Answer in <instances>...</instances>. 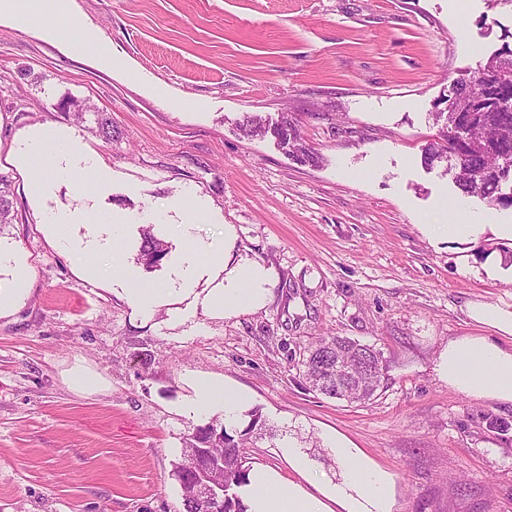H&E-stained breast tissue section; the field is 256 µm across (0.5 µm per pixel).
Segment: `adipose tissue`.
Returning a JSON list of instances; mask_svg holds the SVG:
<instances>
[{
	"instance_id": "obj_1",
	"label": "adipose tissue",
	"mask_w": 512,
	"mask_h": 512,
	"mask_svg": "<svg viewBox=\"0 0 512 512\" xmlns=\"http://www.w3.org/2000/svg\"><path fill=\"white\" fill-rule=\"evenodd\" d=\"M12 19L39 27L54 24L56 31L71 32L77 25L63 0H0V20ZM267 271L259 264H245L235 272V282L208 295L210 310L231 316L263 304ZM467 316L489 328V335L449 339L439 353L434 372L457 393L475 400L512 405V304L471 302ZM193 405L219 411L234 423L244 397L223 382L204 377L196 384ZM343 473L336 480L323 478L299 449L288 448V463L296 479H287L264 467H252L242 492L246 512H396L395 477L360 449L344 439L334 445Z\"/></svg>"
}]
</instances>
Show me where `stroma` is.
<instances>
[{
  "mask_svg": "<svg viewBox=\"0 0 512 512\" xmlns=\"http://www.w3.org/2000/svg\"><path fill=\"white\" fill-rule=\"evenodd\" d=\"M70 3L111 64L0 21V172L15 212L0 227V289L14 261L29 271L0 311V512H182L171 469L209 421L190 412L200 376L244 391L274 429L248 445L252 464L293 477L281 449L308 437L336 477L340 434L394 474L397 512H512V407L433 372L449 339L477 332L469 302L512 303V267L483 254L512 240L442 237L441 205L511 225L512 207L463 197L449 163L423 160L455 82L512 48V0ZM85 101L111 114V139L93 115L74 119ZM284 112L316 164L241 129ZM44 131L43 169L22 152ZM95 165L88 192L74 175ZM146 227L170 246L152 269L138 259ZM186 245L197 269L182 277ZM223 254L269 269L263 307L224 317L195 303L222 282ZM116 262L171 289L154 316L130 304ZM314 336L380 350L382 391L358 406L310 391L296 362Z\"/></svg>",
  "mask_w": 512,
  "mask_h": 512,
  "instance_id": "stroma-1",
  "label": "stroma"
}]
</instances>
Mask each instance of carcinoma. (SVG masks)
I'll list each match as a JSON object with an SVG mask.
<instances>
[{"label": "carcinoma", "mask_w": 512, "mask_h": 512, "mask_svg": "<svg viewBox=\"0 0 512 512\" xmlns=\"http://www.w3.org/2000/svg\"><path fill=\"white\" fill-rule=\"evenodd\" d=\"M506 98H512L511 49L461 82L448 112L436 113V120H444V126L438 140L425 148L424 164L431 167L452 158L458 169L455 181L463 194L512 206V197L501 196L502 185L512 183V109L497 106ZM244 121L245 131L273 136L295 160L316 161L317 155L303 144L299 122L293 115L284 112L271 125L255 114L245 116ZM13 220L11 181L0 173V226ZM167 253L164 241L144 231L140 255L146 266H154ZM297 365L309 390L350 405L370 401L382 387L386 370L381 351L341 336L314 338L299 353ZM247 416L249 421L239 431H230L225 424L212 420L184 440L183 457L173 465L172 472L181 489L183 512L204 510L196 493L197 475H182L185 464L198 456L203 476L224 485V512H244L241 489L248 484L251 469L246 444L266 431L261 412L252 410Z\"/></svg>", "instance_id": "obj_1"}]
</instances>
